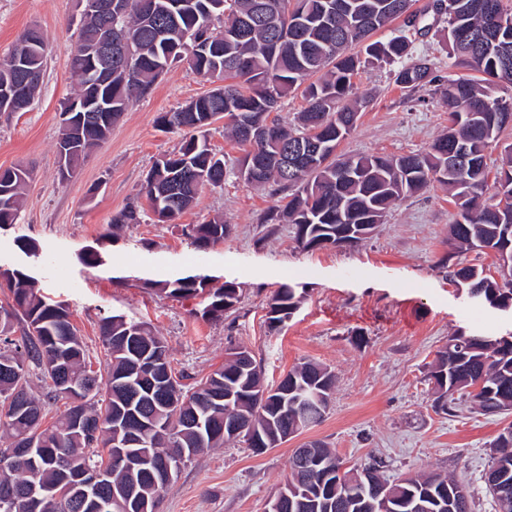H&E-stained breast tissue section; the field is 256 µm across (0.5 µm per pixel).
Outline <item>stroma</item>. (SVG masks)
<instances>
[{"instance_id":"obj_1","label":"stroma","mask_w":512,"mask_h":512,"mask_svg":"<svg viewBox=\"0 0 512 512\" xmlns=\"http://www.w3.org/2000/svg\"><path fill=\"white\" fill-rule=\"evenodd\" d=\"M434 0H415L430 30L414 40L413 57H428L440 79L475 77L457 65L445 36L447 18ZM81 10L77 0H0V54L29 27L41 28L49 51L42 88L28 111L0 112V168L32 171L16 223L0 227V271L18 269L41 294L64 304L94 368L108 358L100 337L103 317L122 314L164 337L173 367L188 382L210 374L229 348H248L273 384L296 363L331 368L336 391L323 419L275 448L257 451L237 440L182 466L159 512H266L270 497L290 472L295 448L320 440L347 463L382 458L393 478L440 472L462 480L472 512H495L485 484L490 443L512 425V414L481 415L461 409L451 417L435 408L429 378L436 351L450 336L512 332V309L475 304L448 275L460 259L498 275L494 254L459 257L448 242L457 208L440 185L399 201L367 239L352 248L296 249L286 224L264 216L279 197L233 174L242 155L224 137L223 122L208 142L228 169L223 186L206 188L195 206L170 223L145 212L142 223L113 231L112 217L136 201L162 155L177 151L180 130L159 116L212 89L187 65L171 67L145 96L134 99L69 178L59 170L56 142L60 112L76 88L70 69ZM392 65L369 62L354 79L365 98L354 130L339 153L399 156L428 147L448 128V106L435 84L406 91ZM222 218L229 234L197 248L191 224ZM100 262L86 264L88 254ZM208 275L210 289L234 283L240 299L223 319L202 318L203 296L172 298L156 285L175 277ZM303 291L281 326L267 319L270 295L281 285Z\"/></svg>"}]
</instances>
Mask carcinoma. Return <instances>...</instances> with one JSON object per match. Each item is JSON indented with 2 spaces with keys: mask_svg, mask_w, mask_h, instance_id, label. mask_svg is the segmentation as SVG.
I'll return each mask as SVG.
<instances>
[{
  "mask_svg": "<svg viewBox=\"0 0 512 512\" xmlns=\"http://www.w3.org/2000/svg\"><path fill=\"white\" fill-rule=\"evenodd\" d=\"M124 12L112 19L121 33L112 46V61L99 56H72L76 78L75 99L94 98L98 112H83L82 137L62 145L66 172L112 130L135 95L147 94L169 66L184 63L193 73L207 78L233 79L190 100L181 110L160 117L163 125L186 129L180 147L158 158L142 184L159 223L173 221L190 209L207 187H221L227 170L224 156L209 148L206 132L217 120L236 145H247L243 161L251 166L254 187L272 188L285 204L269 212L265 224H288L302 251L354 246L384 223L398 201L433 184L448 190L458 208L450 236L459 251L498 254L512 252V210H503L495 197L512 193V145L505 147L502 166L493 182L488 150L501 133L512 127V94L503 97L495 88H512V10L502 0H438L448 16L447 38L459 64L483 74L475 80H448L441 93L450 109L448 132L425 151L391 159L375 155L341 157L336 150L359 119L363 100L349 99L353 78L362 67V55L388 63L399 62L395 83L414 90L435 82L426 58L410 63L411 40L405 34L386 40L372 36L397 19L415 29L422 18L412 11L413 0H123ZM224 31L213 32L214 21ZM105 22L85 14L78 42L97 45ZM46 39L37 27L28 28L9 53L0 57V93L21 84L28 76L42 77L47 56ZM112 70V81L103 78ZM302 90L306 101L290 125L276 114L278 103ZM30 172L21 167L0 169V226L19 216ZM143 210L130 203L112 216V228L120 230L141 223ZM227 225L214 218L191 228L200 249L224 239ZM452 278L479 303L512 307V269L501 280L481 266L457 263ZM207 276L186 275L160 283L171 297L194 296L206 291ZM0 289L12 300L0 306V438L10 446L0 448V485L22 488L35 484L55 488L64 474L88 467L112 472V482L128 476L115 469L105 445L124 440L127 429L148 413L160 414L163 426L132 451L151 458L166 457L182 463L232 440L224 432V415L242 419L239 434L249 447L275 448L290 435L318 422L335 388V375L323 364L304 361L288 371L279 392L262 402L252 388L264 386L261 363L243 372L233 360L188 388L169 382L167 398L146 392L135 401L116 390V377L138 361L125 336L138 337L141 345L167 346L143 322L121 314L102 320V343L109 356L107 375L87 368L86 353L60 303L45 300L31 277L19 270L0 273ZM302 294L291 285L276 289L269 308L289 312ZM238 301L236 286L226 284L208 293L201 316L220 319ZM22 325V336H10L13 324ZM33 366L48 377L50 398L65 399L60 372L87 379L93 395L86 405L88 418L105 417L95 435L76 428L74 408L46 424L45 406L29 390L27 369ZM439 396L436 408L453 416L461 403L469 402L485 414L512 413V333L507 336L461 334L448 339L437 352L431 371ZM316 391L321 399L309 404V412L297 416L290 406L294 392ZM232 395L228 402H211L213 395ZM23 441L41 445L44 454L36 463L10 457V449ZM318 462L301 475L305 487L284 501L282 512H373L370 490L354 493L351 471L338 475L343 462L336 451L315 441L306 444ZM490 470L509 486L512 500V426L494 439ZM137 492L148 508L158 504L165 486L151 473L137 474ZM460 480L441 473L419 474L400 484L401 496L417 498L421 512H472L471 500L451 496Z\"/></svg>",
  "mask_w": 512,
  "mask_h": 512,
  "instance_id": "1",
  "label": "carcinoma"
}]
</instances>
